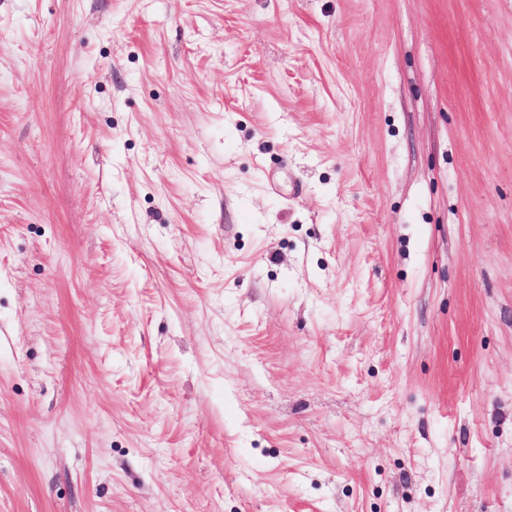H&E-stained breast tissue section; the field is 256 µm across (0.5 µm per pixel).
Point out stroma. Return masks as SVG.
Here are the masks:
<instances>
[{
	"label": "stroma",
	"mask_w": 512,
	"mask_h": 512,
	"mask_svg": "<svg viewBox=\"0 0 512 512\" xmlns=\"http://www.w3.org/2000/svg\"><path fill=\"white\" fill-rule=\"evenodd\" d=\"M0 512H512V0H0Z\"/></svg>",
	"instance_id": "35a3bbf8"
}]
</instances>
